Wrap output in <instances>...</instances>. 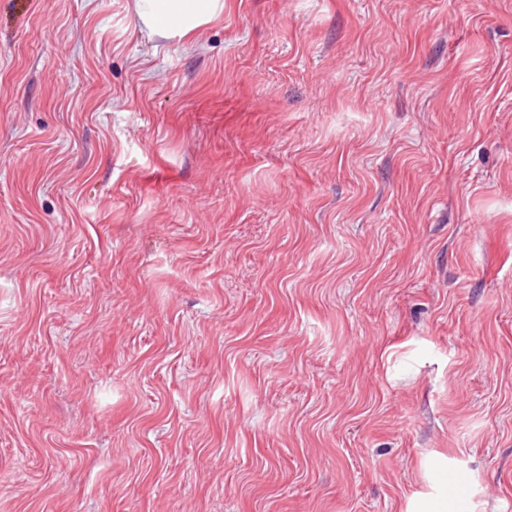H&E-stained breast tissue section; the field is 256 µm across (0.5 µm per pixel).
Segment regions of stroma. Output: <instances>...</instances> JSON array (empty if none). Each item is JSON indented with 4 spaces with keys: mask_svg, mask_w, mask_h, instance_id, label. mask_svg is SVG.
<instances>
[{
    "mask_svg": "<svg viewBox=\"0 0 512 512\" xmlns=\"http://www.w3.org/2000/svg\"><path fill=\"white\" fill-rule=\"evenodd\" d=\"M512 512V0H0V512ZM135 3L150 36L167 32L170 22L178 27L180 36H188L224 6L220 0H135ZM442 472V475L447 478L448 471L438 469ZM440 488H442L441 494L426 500L419 512H453L449 511L448 507L455 500V497L449 495V493L458 496L463 502L464 507L467 505L468 492L470 486V476L465 470H456L451 472L448 476V490L443 484V481L436 482Z\"/></svg>",
    "mask_w": 512,
    "mask_h": 512,
    "instance_id": "stroma-1",
    "label": "stroma"
}]
</instances>
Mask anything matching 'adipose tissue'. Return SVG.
Listing matches in <instances>:
<instances>
[{"label":"adipose tissue","instance_id":"obj_1","mask_svg":"<svg viewBox=\"0 0 512 512\" xmlns=\"http://www.w3.org/2000/svg\"><path fill=\"white\" fill-rule=\"evenodd\" d=\"M135 3L149 34H163L173 25L183 37L223 6L222 0H135Z\"/></svg>","mask_w":512,"mask_h":512}]
</instances>
